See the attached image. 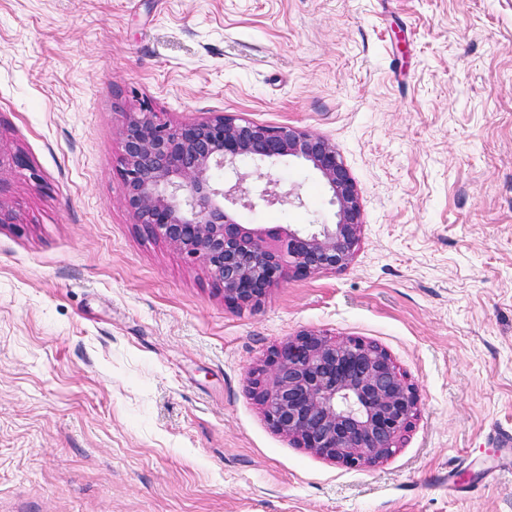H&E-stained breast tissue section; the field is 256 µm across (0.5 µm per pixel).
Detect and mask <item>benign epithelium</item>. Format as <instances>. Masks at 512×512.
Returning a JSON list of instances; mask_svg holds the SVG:
<instances>
[{
  "mask_svg": "<svg viewBox=\"0 0 512 512\" xmlns=\"http://www.w3.org/2000/svg\"><path fill=\"white\" fill-rule=\"evenodd\" d=\"M125 202L138 223L200 262L224 299L258 306L282 277L346 267L363 226L352 177L327 138L226 114L172 126L144 109L122 129ZM292 158L318 174L334 221L263 230L238 223L232 209L303 208L297 188L271 169ZM26 166L0 152V224L14 223L4 173ZM265 415L294 442L348 466L376 463L397 447L415 416L413 384L371 343L303 332L288 340L271 377L256 391Z\"/></svg>",
  "mask_w": 512,
  "mask_h": 512,
  "instance_id": "7a95c632",
  "label": "benign epithelium"
}]
</instances>
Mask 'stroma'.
<instances>
[{"instance_id":"1","label":"stroma","mask_w":512,"mask_h":512,"mask_svg":"<svg viewBox=\"0 0 512 512\" xmlns=\"http://www.w3.org/2000/svg\"><path fill=\"white\" fill-rule=\"evenodd\" d=\"M149 105L335 144L351 263L259 306L125 205L120 130ZM0 512H512V0H0ZM274 176L332 220L319 177ZM311 331L383 349L417 413L350 468L252 392ZM24 166H26V161L21 154L2 153L0 150V224L14 223L13 212L5 204L10 187L3 174L11 169Z\"/></svg>"}]
</instances>
